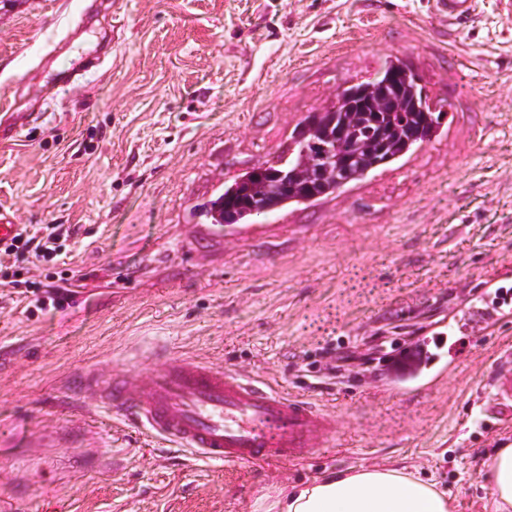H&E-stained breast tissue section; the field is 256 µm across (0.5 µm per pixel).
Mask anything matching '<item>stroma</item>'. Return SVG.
I'll return each instance as SVG.
<instances>
[{
	"label": "stroma",
	"mask_w": 512,
	"mask_h": 512,
	"mask_svg": "<svg viewBox=\"0 0 512 512\" xmlns=\"http://www.w3.org/2000/svg\"><path fill=\"white\" fill-rule=\"evenodd\" d=\"M0 0V205L74 225V306L30 317L0 297V512H255L298 483L360 467L436 482L454 512H492L486 465L512 446L484 384L512 322L462 336L474 285L512 264V14L478 0L456 35L427 0ZM72 31V48L36 63ZM107 56L39 118L7 111ZM400 59L447 117L430 141L314 203L205 228L224 185L272 162L295 126ZM466 352L417 395L378 386L385 352L440 322ZM165 345L335 414L339 439L301 464L210 466L157 444L89 397L86 370L154 369ZM51 442L50 468L27 467Z\"/></svg>",
	"instance_id": "35a3bbf8"
}]
</instances>
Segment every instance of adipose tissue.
I'll use <instances>...</instances> for the list:
<instances>
[{
	"label": "adipose tissue",
	"instance_id": "ef3b65f1",
	"mask_svg": "<svg viewBox=\"0 0 512 512\" xmlns=\"http://www.w3.org/2000/svg\"><path fill=\"white\" fill-rule=\"evenodd\" d=\"M494 512H512V448L488 463ZM267 512H451L433 483L390 469L369 467L336 473L283 493Z\"/></svg>",
	"mask_w": 512,
	"mask_h": 512
}]
</instances>
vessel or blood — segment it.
Wrapping results in <instances>:
<instances>
[{"mask_svg":"<svg viewBox=\"0 0 512 512\" xmlns=\"http://www.w3.org/2000/svg\"><path fill=\"white\" fill-rule=\"evenodd\" d=\"M431 5L455 27L471 20L476 0H432ZM446 340L440 332L432 346L395 349L388 368L392 378L404 380V393L416 392L419 379L443 368ZM73 389L91 393L99 407L176 444L189 458L211 464L288 463L336 445L335 419L311 401L188 356H165L147 380L129 369L106 378L88 370L77 376ZM488 402L492 417L512 416L511 350L495 363Z\"/></svg>","mask_w":512,"mask_h":512,"instance_id":"obj_1","label":"vessel or blood"}]
</instances>
